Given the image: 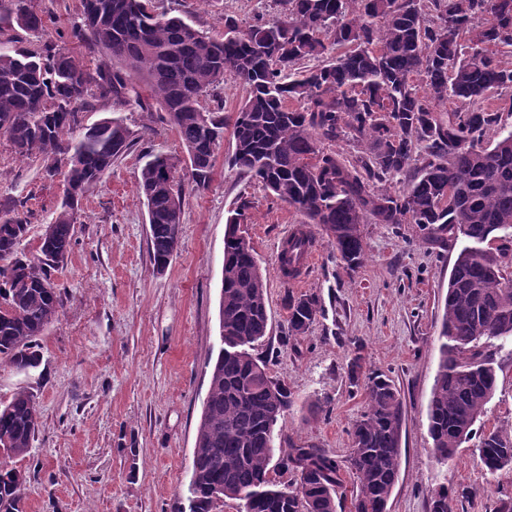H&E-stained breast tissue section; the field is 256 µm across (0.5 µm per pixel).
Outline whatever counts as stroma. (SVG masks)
Wrapping results in <instances>:
<instances>
[{
	"mask_svg": "<svg viewBox=\"0 0 512 512\" xmlns=\"http://www.w3.org/2000/svg\"><path fill=\"white\" fill-rule=\"evenodd\" d=\"M45 28L6 31L12 47L59 40L80 16V0H38ZM159 10L191 16L207 35L222 36L225 17L248 26L276 13L273 0H156ZM125 118L137 144L114 161L86 195L66 265L53 283L62 311L39 338L41 363L30 374L0 363V402L22 387L34 393L41 427L29 453L12 464L26 476V512H189L187 485L196 429L211 369L222 347L218 306L224 275L227 212L239 198L252 203L248 233L265 278L269 327L252 354L284 381L292 403L275 427V456L289 444L322 448L345 460L351 427L365 408L364 386H352L347 365L362 356L389 376L403 401L399 479L389 512H429L447 488L457 512H496L512 496V470L490 476L474 443L452 464L436 465L429 403L439 364L438 330L448 278L464 239L445 244L417 225L368 224L367 255L349 274L315 225V259L301 281H283L277 249L300 214L272 198L258 180L227 164L225 135L207 188L190 185L187 165L178 247L164 272L150 260L149 224L137 177L142 151L182 155L175 130L136 105L105 106L81 115L90 125L110 113ZM38 158L18 160L0 142V199L25 200L29 233L20 249L36 254L42 227L63 197L62 178L44 179ZM315 294L320 313L298 344L285 339L287 294ZM486 352L498 387L476 423V434L512 430V341Z\"/></svg>",
	"mask_w": 512,
	"mask_h": 512,
	"instance_id": "stroma-1",
	"label": "stroma"
}]
</instances>
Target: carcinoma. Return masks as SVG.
<instances>
[{
	"instance_id": "carcinoma-1",
	"label": "carcinoma",
	"mask_w": 512,
	"mask_h": 512,
	"mask_svg": "<svg viewBox=\"0 0 512 512\" xmlns=\"http://www.w3.org/2000/svg\"><path fill=\"white\" fill-rule=\"evenodd\" d=\"M277 14L245 29L228 17L213 38L155 0H81L67 39L98 52L90 69L66 43L0 52V139L20 160L38 156L45 176H63L64 198L44 232L55 250L27 257L24 202L0 201V358L34 370L38 338L62 308L52 271L67 261L77 213L89 190L138 141L121 117L83 128L79 113L134 103L164 112L186 155L191 180L208 186L227 119L219 96L226 75L246 96L235 112L229 164L261 182L306 224H317L345 271L364 262L365 224H415L437 242L462 236L448 279L431 393L434 457L446 466L498 386L485 353L512 339V0H274ZM44 28L33 0H0V33ZM207 116L204 125L201 116ZM345 136L353 155L323 148ZM138 188L147 205L150 256L166 266L182 224L181 159L146 151ZM408 180L391 191L397 178ZM251 202L227 218L219 327L224 347L211 374L188 485L190 512H338L341 464L326 450L292 446L279 460L290 480L270 476L274 430L291 406L288 388L248 348L268 333L267 287L250 238L241 234ZM498 241L495 251L484 245ZM313 245L292 235L280 255L297 274ZM288 338L309 332L320 310L313 294L288 296ZM367 376L366 406L352 427L346 468L357 479L349 512H388L400 471L403 402L392 380L348 364L350 383ZM35 396L23 388L0 403V457H24L39 430ZM486 472L512 469V432L480 438ZM0 512H24L17 471L0 461ZM430 512H454L439 490Z\"/></svg>"
}]
</instances>
